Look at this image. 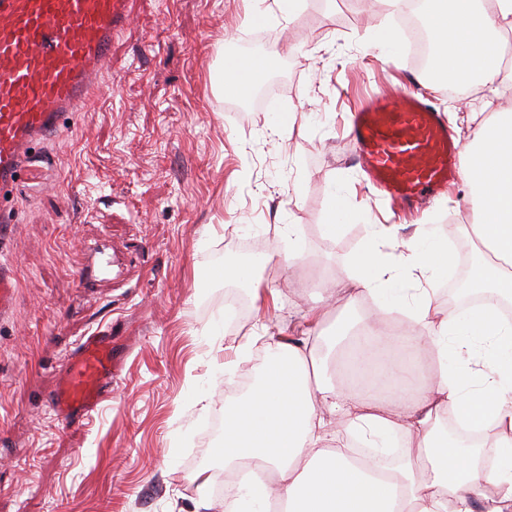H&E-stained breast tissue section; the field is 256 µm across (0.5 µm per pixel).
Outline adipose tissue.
<instances>
[{
    "label": "adipose tissue",
    "instance_id": "adipose-tissue-1",
    "mask_svg": "<svg viewBox=\"0 0 512 512\" xmlns=\"http://www.w3.org/2000/svg\"><path fill=\"white\" fill-rule=\"evenodd\" d=\"M434 86L446 71L466 85L512 87L502 59L512 51V0H429ZM450 122L464 150L462 197L473 223L462 232L475 245L476 291L491 302L477 311L440 314L435 291L417 287L418 269L438 279L455 254L436 230L420 225L371 227L373 243L354 254L345 277L324 278L336 299L330 335L265 343L266 365L251 388L224 404V470L236 474L225 512H512V322L500 316L512 298V113L482 119L455 112ZM392 241L396 258L382 252ZM382 311L409 312L412 325L389 330L350 320L357 296ZM429 346L435 358L411 395L377 394L394 377L396 347ZM340 412L327 432L321 407ZM479 429L474 444L448 440L447 417Z\"/></svg>",
    "mask_w": 512,
    "mask_h": 512
}]
</instances>
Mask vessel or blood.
<instances>
[{"instance_id": "vessel-or-blood-1", "label": "vessel or blood", "mask_w": 512, "mask_h": 512, "mask_svg": "<svg viewBox=\"0 0 512 512\" xmlns=\"http://www.w3.org/2000/svg\"><path fill=\"white\" fill-rule=\"evenodd\" d=\"M133 7L134 0H0V233L16 221L4 200L32 150L87 107ZM348 136L371 185L406 212L456 179L461 150L437 109L414 94L396 106L362 95ZM15 296L13 268L0 260V319ZM114 360L110 333L81 339L59 366L47 408L68 424L91 419L112 395Z\"/></svg>"}]
</instances>
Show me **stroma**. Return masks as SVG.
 Segmentation results:
<instances>
[{"mask_svg": "<svg viewBox=\"0 0 512 512\" xmlns=\"http://www.w3.org/2000/svg\"><path fill=\"white\" fill-rule=\"evenodd\" d=\"M301 0L287 22L273 0H136L133 28L67 135L35 149L13 190L18 212L4 256L16 270L11 315L0 321V512H224L213 486L224 462L208 423L237 382L254 378L263 337L311 329L317 289L289 280L345 274L368 226L393 223L363 187L348 118L370 89L398 100L412 86L408 57L382 42L404 34L388 0ZM268 82L272 108L239 101L217 82L221 57L262 58L283 40ZM290 115V132L271 133ZM340 235L322 226L334 201ZM420 223L461 251L472 216L461 195L426 203ZM301 267L259 269L277 304L217 279L224 260L288 245ZM99 247L93 287L80 274ZM109 330L117 354L112 398L80 426L47 409L61 360L79 339ZM251 344L236 382L224 362Z\"/></svg>", "mask_w": 512, "mask_h": 512, "instance_id": "stroma-1", "label": "stroma"}]
</instances>
